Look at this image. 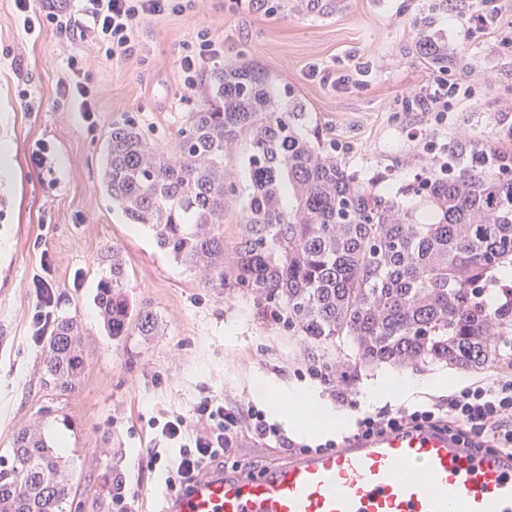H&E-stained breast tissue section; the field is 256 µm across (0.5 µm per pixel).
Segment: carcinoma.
Masks as SVG:
<instances>
[{
	"mask_svg": "<svg viewBox=\"0 0 512 512\" xmlns=\"http://www.w3.org/2000/svg\"><path fill=\"white\" fill-rule=\"evenodd\" d=\"M298 101L284 105L268 75L245 64L214 68L174 149L147 141L131 120L115 124L101 183L130 224L198 269L204 286L225 280L258 294L293 336L345 344L346 365L448 366L476 371L512 336V299H491V274L512 268V170L496 161L512 141L490 140L428 171L424 217L354 181L315 145ZM244 141L249 180L245 232L224 267V151ZM125 264L112 248L96 305L112 339L152 336L157 318L134 312ZM88 360L76 319L60 317L44 345L43 380L66 392ZM69 461L34 429L0 459V512H64Z\"/></svg>",
	"mask_w": 512,
	"mask_h": 512,
	"instance_id": "cac0c4a2",
	"label": "carcinoma"
}]
</instances>
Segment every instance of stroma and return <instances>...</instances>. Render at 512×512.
Listing matches in <instances>:
<instances>
[{"instance_id":"stroma-1","label":"stroma","mask_w":512,"mask_h":512,"mask_svg":"<svg viewBox=\"0 0 512 512\" xmlns=\"http://www.w3.org/2000/svg\"><path fill=\"white\" fill-rule=\"evenodd\" d=\"M500 6L497 27L467 34L459 16L478 10L480 0H394L382 13L370 0H276L270 14L258 4L232 11L226 0H201L195 12L144 20L137 51L112 61L50 27L26 34L13 0H0V457H9L20 429L40 426L70 460L76 492L65 512H119L104 483L110 466L123 476L128 512H160L182 490L170 463L185 444L166 439L162 428L178 416L192 419L203 399L262 410L261 380L288 391L312 385L340 432L364 412L396 404L393 396L366 398L386 376L383 368L353 374L343 367L340 381L330 383L311 376L309 365L342 359L343 349L301 344L233 281L205 287L148 228L127 224L113 209L98 169L113 124L126 119L155 148L171 150L202 99L197 87L182 101L179 60L204 28L224 46L217 66L253 64L275 92L306 104L305 132L356 181L421 206L417 190L431 156L411 140L412 129L433 141L443 161L451 150L512 132V47L503 43L512 38V0ZM428 44L446 47L450 77L473 87L444 126L400 104L435 73ZM81 52L97 98L89 119L57 107L60 83L72 78L67 58ZM358 63L356 83L340 89L308 75L313 64L341 72ZM26 92L40 101L38 110L27 109ZM43 146L53 158L48 173L31 162ZM241 154L237 147L224 155V177L236 189L224 210L228 260L243 232L248 176ZM116 249L131 306L157 316L155 335L117 342L103 328L94 296ZM40 310L77 318L82 328L88 365L69 392L42 382L44 342L34 324ZM152 448L161 454L154 464Z\"/></svg>"}]
</instances>
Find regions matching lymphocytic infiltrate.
I'll list each match as a JSON object with an SVG mask.
<instances>
[{
	"label": "lymphocytic infiltrate",
	"mask_w": 512,
	"mask_h": 512,
	"mask_svg": "<svg viewBox=\"0 0 512 512\" xmlns=\"http://www.w3.org/2000/svg\"><path fill=\"white\" fill-rule=\"evenodd\" d=\"M84 23L72 22L69 0H54L42 11H34L31 0H14L26 33L49 26L66 40L79 39L92 44L106 59L121 60L135 49L141 20L147 17L181 15L197 9L198 0H81ZM222 46L210 33L198 31L194 49L180 60L185 89H193L203 66L219 57ZM469 89L457 80L439 76L428 89L403 98L408 112H431L437 123L448 120L450 99L469 97ZM507 352L489 373L474 375L469 383L448 398L423 394L415 407L386 408L358 419L354 437L369 438L390 429L441 428L459 442L474 448H493L512 456V341ZM196 426L188 428L184 419L167 422L162 433L176 439L190 432L189 445L181 450L174 467L182 481L203 474L217 462L235 464L236 448L242 435L261 441H276L293 453L310 452L309 444L281 434L278 426L266 421L262 411L223 399H205L196 411Z\"/></svg>",
	"instance_id": "1"
}]
</instances>
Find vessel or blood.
I'll return each mask as SVG.
<instances>
[{
    "label": "vessel or blood",
    "mask_w": 512,
    "mask_h": 512,
    "mask_svg": "<svg viewBox=\"0 0 512 512\" xmlns=\"http://www.w3.org/2000/svg\"><path fill=\"white\" fill-rule=\"evenodd\" d=\"M161 512H512V459L445 431L401 430L257 476L207 472Z\"/></svg>",
    "instance_id": "b4317fda"
}]
</instances>
